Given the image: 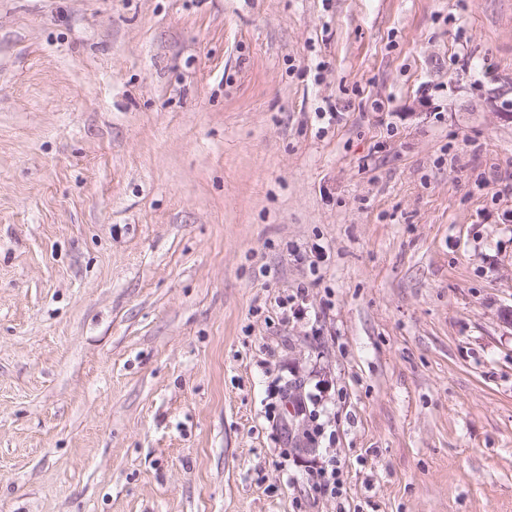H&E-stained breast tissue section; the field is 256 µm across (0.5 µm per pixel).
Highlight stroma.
I'll list each match as a JSON object with an SVG mask.
<instances>
[{"label": "stroma", "mask_w": 512, "mask_h": 512, "mask_svg": "<svg viewBox=\"0 0 512 512\" xmlns=\"http://www.w3.org/2000/svg\"><path fill=\"white\" fill-rule=\"evenodd\" d=\"M508 309L512 0H0V512H512Z\"/></svg>", "instance_id": "obj_1"}]
</instances>
